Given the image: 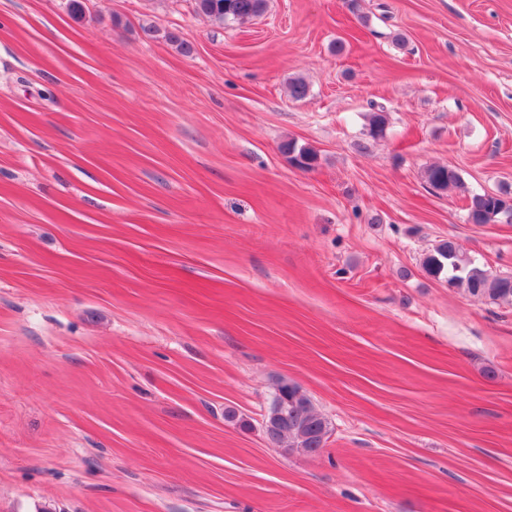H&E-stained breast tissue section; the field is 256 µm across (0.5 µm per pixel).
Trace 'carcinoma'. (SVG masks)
<instances>
[{
    "instance_id": "carcinoma-1",
    "label": "carcinoma",
    "mask_w": 512,
    "mask_h": 512,
    "mask_svg": "<svg viewBox=\"0 0 512 512\" xmlns=\"http://www.w3.org/2000/svg\"><path fill=\"white\" fill-rule=\"evenodd\" d=\"M196 10L212 20H246L262 15L268 0H194ZM387 117L379 110L371 113L369 134L373 138L385 134ZM292 161L300 162L307 170L316 167L317 152L311 147H298L292 142L282 145ZM429 186L446 191L461 186L459 174L446 166H431L425 172ZM512 211V198L498 194H472L467 200V219L471 224H496L504 220L506 211ZM429 273L444 275L448 285L473 297L512 301V275H492L462 253L457 244L448 239L438 244L424 261ZM278 391L287 392L288 422L275 429L267 440L280 448L308 453L310 448L324 446L328 431L327 420L320 415L310 397L295 383L283 381Z\"/></svg>"
}]
</instances>
